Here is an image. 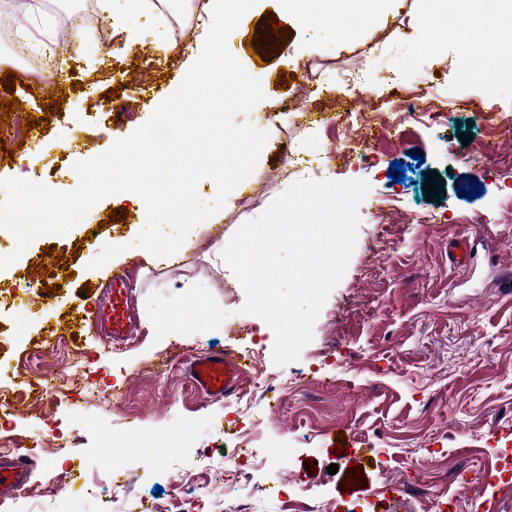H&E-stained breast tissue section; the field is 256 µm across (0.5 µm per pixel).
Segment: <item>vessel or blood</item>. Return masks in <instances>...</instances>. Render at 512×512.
I'll return each instance as SVG.
<instances>
[{"instance_id": "b4317fda", "label": "vessel or blood", "mask_w": 512, "mask_h": 512, "mask_svg": "<svg viewBox=\"0 0 512 512\" xmlns=\"http://www.w3.org/2000/svg\"><path fill=\"white\" fill-rule=\"evenodd\" d=\"M132 293L130 270L124 266L113 267L109 300L97 320L100 330L112 340L121 341L133 334ZM245 374L241 362L221 352L193 360L186 368L191 388L208 399H223L235 393ZM32 476L33 464L26 456L0 455V500L13 498L18 491L29 487Z\"/></svg>"}]
</instances>
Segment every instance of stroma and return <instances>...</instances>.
<instances>
[{"label":"stroma","instance_id":"stroma-1","mask_svg":"<svg viewBox=\"0 0 512 512\" xmlns=\"http://www.w3.org/2000/svg\"><path fill=\"white\" fill-rule=\"evenodd\" d=\"M41 13L57 25L55 41L34 43L30 67L51 56L53 80H17L13 91L22 106L0 127V137L15 151L0 150V179L17 177L58 191L76 188V176L50 174L54 158L69 151L98 156L116 140L132 134L185 76L179 67L162 65L168 33L152 16L138 18V36L111 35L100 40L90 31L66 40L72 18L94 13L95 0H39ZM422 0H395L388 24L363 27L356 39L336 44L331 29L298 27L281 13L278 0H258L228 38V47L245 69H261L264 99L246 120L266 131L268 139L254 172L228 196L224 207L207 219L197 240L186 241L175 264L153 266L141 256L135 240L145 225L138 205L127 221L105 225L111 198L98 202L92 218L99 237L73 227L61 237L35 239L21 257L24 267L43 261L48 284L80 298L82 311L66 305L46 307L42 298L0 304V329L36 322L38 330L0 351V382H18V363L42 339L63 335L84 361L91 381L121 395L117 410L106 413L94 401L70 392L57 403L27 400L13 415L0 419V435L18 438V453L34 465L26 488V512H102L112 487L97 476L112 456L123 457L130 485L124 512L143 505L168 506L178 500L183 512H195L214 485L226 487L224 512H235L251 497L252 512H279L289 503L297 512H512V484L486 489L489 472L505 463L504 444L487 440L490 427L512 430V297L501 296L493 275L512 266V215L501 206L512 198V145L462 102L479 99L481 88L457 79L461 47L453 41L438 52H414L419 37ZM283 22L290 36L282 51L262 50L257 66L245 46L251 23L266 25L268 14ZM153 57L147 65L145 57ZM427 70L437 71L431 92L446 111L442 126L426 121L405 123L401 134L384 133L336 122L335 114L364 110L353 94L354 83L375 86L387 79L410 83ZM294 75L290 86L275 83L280 73ZM332 88L337 112L300 113L285 103ZM119 89L132 112L122 124L102 123L109 108L104 95ZM64 96L62 111L52 112L41 141L18 144L14 127L27 116L39 117V96ZM83 129L73 132V121ZM486 144L485 157L472 155L459 136ZM374 147L368 158L352 156L330 164L301 163L286 157L282 144L318 143L330 152L357 136ZM402 162L406 179L388 176ZM444 179L436 200L423 189L429 172ZM363 180L370 192L358 208L361 220L356 246L341 281L329 294L313 326V338L298 360L273 361L276 336L260 317L242 313L244 289L222 275L209 246L231 238L246 221L259 216L299 178ZM483 192L468 197L471 184ZM392 203L391 221L374 223L377 209ZM432 215L429 224L422 215ZM475 241L476 263L460 270L448 251L456 237ZM125 247L124 265L133 273L138 324L126 341L114 343L95 327L105 302L110 266L90 268L104 245ZM57 258H42L43 248ZM69 260L73 279L63 277L61 260ZM195 287L185 295L196 323L176 336L154 326L168 307L169 283L177 276ZM217 324H208V317ZM244 358L258 355L269 375L305 380V396L269 393L245 407L237 396L208 401L191 392L186 363L212 350ZM352 431L353 446L338 455L332 448L339 425ZM250 436V449L262 460L261 470L222 458L223 448ZM287 449V459L270 456V447ZM361 465L356 488L344 489L349 463ZM337 465L329 474V465ZM67 472L60 493L53 477ZM427 496H419V489Z\"/></svg>","mask_w":512,"mask_h":512}]
</instances>
